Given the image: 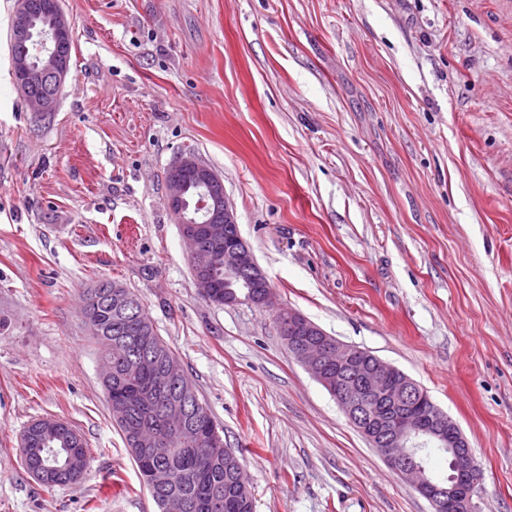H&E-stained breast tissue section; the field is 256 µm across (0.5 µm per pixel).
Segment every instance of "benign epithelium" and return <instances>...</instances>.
Instances as JSON below:
<instances>
[{
    "instance_id": "benign-epithelium-1",
    "label": "benign epithelium",
    "mask_w": 512,
    "mask_h": 512,
    "mask_svg": "<svg viewBox=\"0 0 512 512\" xmlns=\"http://www.w3.org/2000/svg\"><path fill=\"white\" fill-rule=\"evenodd\" d=\"M50 28L40 34L39 50L43 51L44 74L52 92L32 89V76L25 57L15 58V80L31 111L48 113L55 109L56 90L64 84L70 67L64 49L71 41L70 23L59 8L50 13ZM31 15L20 9L14 21L13 46L25 49L30 37ZM225 198L224 184L219 176L189 151L182 152L167 173V203L181 224L182 237L191 255L201 254L210 245L224 246V274L244 279L249 292L238 296L224 289V284L209 270L201 267L196 282L202 294L211 302L224 297V304L248 303L256 307L269 304L272 289L265 274L255 262L250 248L241 237L224 232L227 224L236 223ZM282 337L296 359L307 372L336 400L348 421L368 440L389 468L409 481L426 498L433 512H474L473 496L481 480V471L473 458L469 443L457 423L440 410L426 390L392 364L370 351L346 344L328 335L322 328L296 311H288ZM178 373L174 359L166 371L150 378L142 393L155 399L172 390ZM195 403L201 421L200 442L208 447L213 433L208 413L193 393L185 391L170 397L162 406V417L172 428L182 425L187 402ZM432 438L451 449L456 475L442 484L426 478L424 467L409 445L417 440ZM137 453L145 460L166 456L155 434L135 435ZM147 486L160 512H183L184 503L175 498L157 497L158 491L172 480L164 468L147 471Z\"/></svg>"
}]
</instances>
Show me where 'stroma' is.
<instances>
[{"label":"stroma","instance_id":"stroma-1","mask_svg":"<svg viewBox=\"0 0 512 512\" xmlns=\"http://www.w3.org/2000/svg\"><path fill=\"white\" fill-rule=\"evenodd\" d=\"M70 74L27 107L0 0V512H159L81 318L133 290L240 457L255 512H431L290 354L297 311L395 365L466 437L476 512H512V0H61ZM216 170L272 288L196 285L167 206ZM85 438L78 484L26 471L24 428Z\"/></svg>","mask_w":512,"mask_h":512}]
</instances>
